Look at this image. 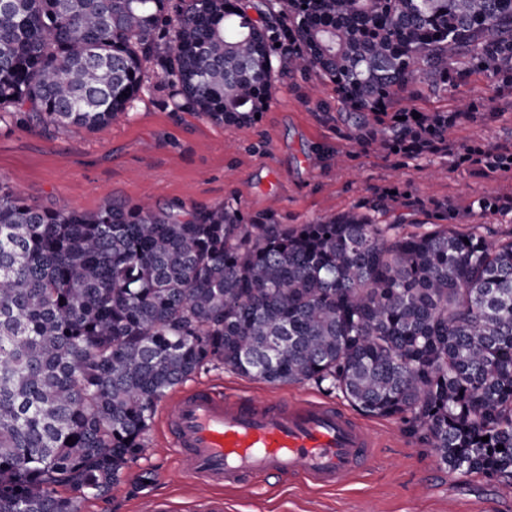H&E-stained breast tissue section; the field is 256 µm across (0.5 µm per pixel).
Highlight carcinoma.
Instances as JSON below:
<instances>
[{"label":"carcinoma","mask_w":512,"mask_h":512,"mask_svg":"<svg viewBox=\"0 0 512 512\" xmlns=\"http://www.w3.org/2000/svg\"><path fill=\"white\" fill-rule=\"evenodd\" d=\"M250 2L0 0V120L96 130L154 64L177 108L248 126L286 67L332 85L361 150L417 159L499 114L461 95L472 77L512 94V0ZM422 86L456 110L413 118ZM406 197L288 226L229 202L48 209L0 183V512L107 498L209 368L312 383L512 486V236L480 223L512 200L478 198L464 236L446 204L422 231L379 223Z\"/></svg>","instance_id":"carcinoma-1"}]
</instances>
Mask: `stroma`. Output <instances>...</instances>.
Listing matches in <instances>:
<instances>
[{"label": "stroma", "instance_id": "1", "mask_svg": "<svg viewBox=\"0 0 512 512\" xmlns=\"http://www.w3.org/2000/svg\"><path fill=\"white\" fill-rule=\"evenodd\" d=\"M335 103L330 84L280 71L275 98L249 126L214 123L176 110L172 91L150 67L128 115L93 130L20 128L0 122V181L45 208L93 211L107 200L200 208L224 202L248 215L270 214L281 224H311L366 203L391 185L410 186L416 206L403 209L409 230L425 223L434 205L468 209L481 196L512 197V169L490 166L488 152L512 142V98L496 106L492 121L466 120L447 150L428 161L365 153L342 123L325 119L316 104ZM346 154L345 165L309 163V152ZM191 385L255 399L281 397L347 401L308 383L269 385L218 369L199 373ZM175 400L158 405L143 456L131 463L105 499H86L83 512H200L203 501L224 499V512H512V489L465 477L440 465L433 448L409 437L400 419L363 418L376 446L363 472L337 490H317L303 477H271L242 490L208 486L182 475L166 426ZM150 482H140L142 472Z\"/></svg>", "mask_w": 512, "mask_h": 512}]
</instances>
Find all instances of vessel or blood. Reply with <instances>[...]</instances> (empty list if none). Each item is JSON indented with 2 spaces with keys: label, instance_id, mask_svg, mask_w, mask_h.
I'll use <instances>...</instances> for the list:
<instances>
[{
  "label": "vessel or blood",
  "instance_id": "b4317fda",
  "mask_svg": "<svg viewBox=\"0 0 512 512\" xmlns=\"http://www.w3.org/2000/svg\"><path fill=\"white\" fill-rule=\"evenodd\" d=\"M168 428L183 474L228 487L300 474L335 490L366 465L373 448L367 429L333 404L224 397L205 388L178 397Z\"/></svg>",
  "mask_w": 512,
  "mask_h": 512
}]
</instances>
